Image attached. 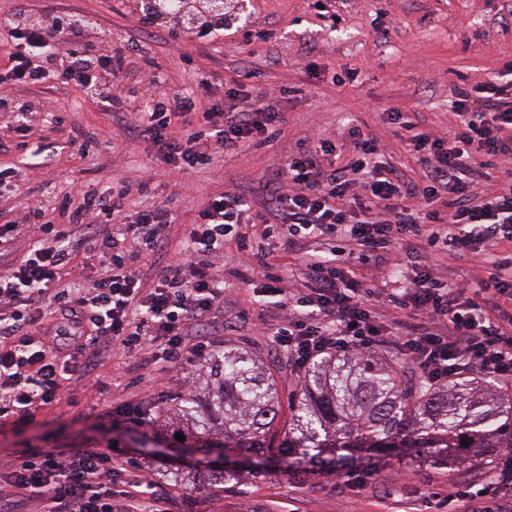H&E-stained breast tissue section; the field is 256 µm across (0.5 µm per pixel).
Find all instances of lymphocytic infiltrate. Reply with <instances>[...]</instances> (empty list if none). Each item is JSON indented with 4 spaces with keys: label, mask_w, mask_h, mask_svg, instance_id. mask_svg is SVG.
Masks as SVG:
<instances>
[{
    "label": "lymphocytic infiltrate",
    "mask_w": 512,
    "mask_h": 512,
    "mask_svg": "<svg viewBox=\"0 0 512 512\" xmlns=\"http://www.w3.org/2000/svg\"><path fill=\"white\" fill-rule=\"evenodd\" d=\"M24 10V0H16L12 13L0 14V27L13 41L1 87L73 83L94 95L102 75L122 70L135 49L129 40L98 54L81 20L62 26L50 16L31 23ZM156 84L149 79L103 104L134 113L130 132L149 134L157 158L174 175L218 151L246 154L284 121L266 92L250 108L226 111L215 104L202 114L196 97L175 108ZM453 108L456 121L444 137L399 108L388 110L389 123L404 132L403 149L422 169L416 180L377 160L375 138L356 125L344 136L345 166L327 165L336 145L319 136L300 138L297 152L285 159L271 207L255 214L265 237L284 241L340 229L364 251L416 240L451 259L469 253L483 259L481 275L470 283L448 282L430 270L404 276L396 306L415 319L395 318L385 326L375 320L384 303L380 292L364 287L338 259L307 255L302 273L311 288L303 294L289 275L248 278L253 297L263 303H294L296 318L272 334L297 369L332 351L383 346L411 363L431 388L477 371L512 381V318L500 313L501 301H512V260L485 254L487 246L512 245V170L499 192L475 194L490 158L512 159V79L459 91ZM351 171L361 172L362 181L348 179ZM58 207L68 212V224L34 223L28 248L0 268V414L24 420L74 385L107 391L101 369L113 354L149 364L161 359L170 369L209 354L212 340L193 328L224 303L216 269L225 243L248 246L241 231L248 201L228 191L212 193L197 223L186 226L166 271L150 280L141 262L169 240L156 211L127 217L109 189L83 192L75 207L62 196ZM99 258L104 264L95 277L79 273V264ZM160 339L165 348L158 356L154 343ZM9 468L0 512L23 500L38 502L39 512H161L153 482L140 479L128 489L118 484L108 447L28 448ZM510 485L512 455L478 490L452 486L448 498L463 502L465 512H512Z\"/></svg>",
    "instance_id": "obj_1"
}]
</instances>
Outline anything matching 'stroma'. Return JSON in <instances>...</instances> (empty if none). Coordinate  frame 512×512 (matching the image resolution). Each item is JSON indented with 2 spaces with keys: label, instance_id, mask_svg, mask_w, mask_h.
<instances>
[{
  "label": "stroma",
  "instance_id": "obj_1",
  "mask_svg": "<svg viewBox=\"0 0 512 512\" xmlns=\"http://www.w3.org/2000/svg\"><path fill=\"white\" fill-rule=\"evenodd\" d=\"M503 4L504 0H251L252 31L233 32L217 43L190 49L169 40L162 30H141L136 14L121 0H27V18L39 21L51 13L85 19V38L103 55L111 53L115 43L137 41L140 50L131 56L121 84L125 91L135 88L137 80L157 74L161 91L172 98L199 91L206 82L218 100L225 89L241 81L248 90L278 96L285 121L276 138L239 157H214L176 177L179 194L169 208L175 219L173 231L179 235L216 190L234 191L254 208H264L267 185L289 148L309 134L339 140L350 122L376 136L384 159L417 176L419 166L403 150L399 130L389 124L385 111L397 106L416 112L428 128L448 132L458 91L499 81L501 72L512 65V18L504 19ZM315 69L328 77L343 76L344 82L315 83ZM112 92L108 82L96 98L72 83L50 91L16 89L15 102L35 117L31 141L54 144L55 151L47 160L29 157L7 114L0 112V165L25 168L19 189L0 197V225L17 222L71 186L99 188L105 178L125 187L121 203L126 212L134 213L151 204L150 189L174 178L154 165L153 142L131 137L127 121L103 106L102 97ZM82 132L97 141L84 157L65 145L69 136ZM248 232L254 249H262L282 274L299 272L307 254L344 247L349 267L372 288L384 287L397 267L407 272L433 267L442 278L469 281L479 265L472 256L445 261L418 242L395 244L364 257L348 249L340 232L296 237L288 244L262 239L258 225ZM255 263L251 252L226 246L220 271L224 309L198 331L217 336L219 343L245 348L274 374L281 403L278 425L267 440L274 451L288 428L289 404L300 378L287 350L265 332L266 326L285 323L287 310L244 302L243 276ZM112 365V388L105 395L74 388L60 403L38 412L33 422H20L12 414L0 416V481L7 476L6 464L27 446L97 448L113 440L154 479L165 512H437L433 491L450 484L475 489L486 476L484 469L467 464L433 467L373 452L362 456L372 472L362 488L351 487L337 474L309 471L290 478L274 468L264 477L238 484L223 485L206 477L175 483L165 475L164 462L176 449L160 413H153L146 430L147 435H159V448L140 445L135 433L119 436L100 429L99 416L129 401L146 406L171 401L198 376L202 362L163 370L117 354Z\"/></svg>",
  "mask_w": 512,
  "mask_h": 512
}]
</instances>
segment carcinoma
<instances>
[{
    "instance_id": "1",
    "label": "carcinoma",
    "mask_w": 512,
    "mask_h": 512,
    "mask_svg": "<svg viewBox=\"0 0 512 512\" xmlns=\"http://www.w3.org/2000/svg\"><path fill=\"white\" fill-rule=\"evenodd\" d=\"M498 382L459 377L433 391L408 383L377 355L328 353L304 371L294 397L288 431L269 466L286 476L314 467L336 473L353 448H383L399 457L446 464L482 465L500 448L512 449V401L498 395ZM207 392L178 394L169 412L187 440L222 438L225 454L266 447L279 415V388L259 359L226 346L212 357Z\"/></svg>"
}]
</instances>
